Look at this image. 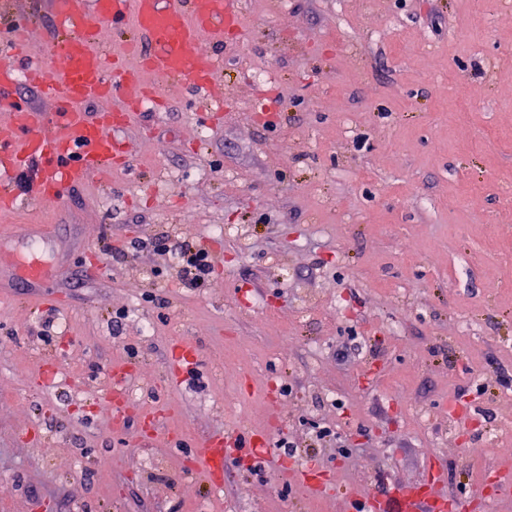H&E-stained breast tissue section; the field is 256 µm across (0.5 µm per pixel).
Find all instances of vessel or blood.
<instances>
[{"instance_id":"b4317fda","label":"vessel or blood","mask_w":512,"mask_h":512,"mask_svg":"<svg viewBox=\"0 0 512 512\" xmlns=\"http://www.w3.org/2000/svg\"><path fill=\"white\" fill-rule=\"evenodd\" d=\"M55 27L61 35L58 56L67 63L59 77H48V64L28 66L29 82L56 102L44 112L19 103L15 59L25 57L41 38L33 25L12 23L0 38V215L21 202L10 188L21 172L32 177L31 200L60 198L93 173L113 165L128 166L118 130L125 128L150 87H135L118 61L97 46L100 26L131 25L142 43L128 45L144 70L204 93L222 79L217 60L202 43H220L243 20V0H53ZM110 100L114 106L89 119L87 100ZM465 505L420 486L392 485L387 497L368 496L362 512H463Z\"/></svg>"}]
</instances>
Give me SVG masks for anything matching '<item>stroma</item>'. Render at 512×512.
<instances>
[{
  "mask_svg": "<svg viewBox=\"0 0 512 512\" xmlns=\"http://www.w3.org/2000/svg\"><path fill=\"white\" fill-rule=\"evenodd\" d=\"M243 7L236 46L206 48L221 111L166 83L120 132L130 167L5 221L0 512H355L433 458L437 494L512 512V0ZM15 18L53 59L52 0H0ZM166 234L211 254L205 287ZM33 257L67 277L30 287ZM240 428L298 453L229 448L209 477L198 444Z\"/></svg>",
  "mask_w": 512,
  "mask_h": 512,
  "instance_id": "obj_1",
  "label": "stroma"
}]
</instances>
